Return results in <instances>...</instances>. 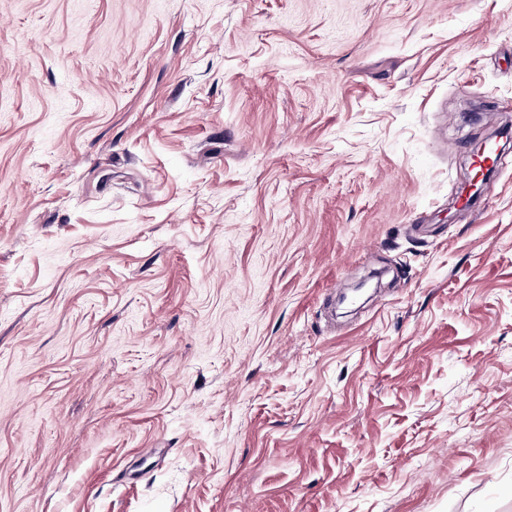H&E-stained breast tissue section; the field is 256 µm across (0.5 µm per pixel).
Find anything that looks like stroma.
<instances>
[{
    "label": "stroma",
    "instance_id": "1",
    "mask_svg": "<svg viewBox=\"0 0 512 512\" xmlns=\"http://www.w3.org/2000/svg\"><path fill=\"white\" fill-rule=\"evenodd\" d=\"M509 125L512 0H0V512H512Z\"/></svg>",
    "mask_w": 512,
    "mask_h": 512
}]
</instances>
